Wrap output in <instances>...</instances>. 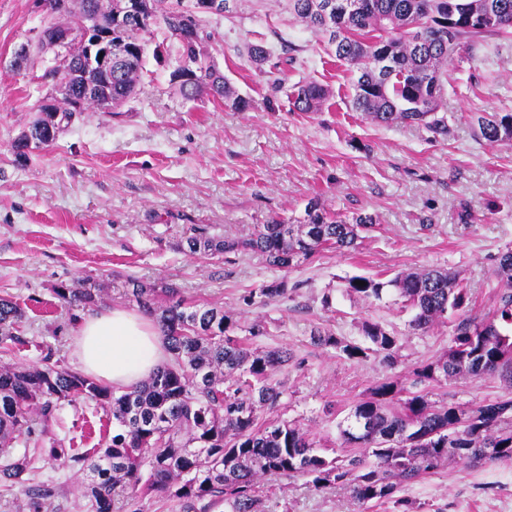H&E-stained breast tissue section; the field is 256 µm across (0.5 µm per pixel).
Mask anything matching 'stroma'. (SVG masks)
Listing matches in <instances>:
<instances>
[{
    "mask_svg": "<svg viewBox=\"0 0 512 512\" xmlns=\"http://www.w3.org/2000/svg\"><path fill=\"white\" fill-rule=\"evenodd\" d=\"M36 0H0V295L25 312L26 345L8 362H39L40 347L72 370L81 308L63 303L59 284L105 291L103 307L129 306L128 278L178 288L187 304L224 308L240 327L264 324L262 349L286 348L288 367L274 376L283 394L262 421L297 424L317 444H341L338 422L379 382H411L414 368L448 350L452 324L423 332L389 281L422 267L443 268L470 290L472 317L491 316L502 278L498 261L512 249V142L485 143L477 118L512 112V33H487L448 64L443 112L448 132L421 125L381 127L348 105L349 71L322 37L296 23L286 0H240L235 13L210 16L206 49L247 111L209 97L184 99L169 64L148 60L136 95L111 112L75 117L48 147L17 161L12 141L38 116L49 86L45 62L15 68V51L33 36ZM273 54L255 68L247 47ZM318 81L330 91L321 111L297 112L293 85ZM350 216L372 215L376 230L356 249H322L291 268L249 249L219 256L185 251L201 233L243 240L254 225L303 219L309 201ZM472 218L462 222V207ZM383 282L380 298L346 295V281ZM286 280L288 294L260 290ZM396 334L398 362L346 359L314 345L320 329L346 341L364 322ZM431 400L471 406L512 390L499 377L427 383ZM50 430L89 454L112 437L102 408L60 409ZM35 482L58 485L41 512H87L77 469L36 460ZM256 494L264 512H395L359 504L339 487L314 490L304 480L266 478ZM399 495L419 512H512V463H451L404 485Z\"/></svg>",
    "mask_w": 512,
    "mask_h": 512,
    "instance_id": "obj_1",
    "label": "stroma"
}]
</instances>
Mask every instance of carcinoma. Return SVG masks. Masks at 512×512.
<instances>
[{
	"label": "carcinoma",
	"instance_id": "cac0c4a2",
	"mask_svg": "<svg viewBox=\"0 0 512 512\" xmlns=\"http://www.w3.org/2000/svg\"><path fill=\"white\" fill-rule=\"evenodd\" d=\"M165 0H141L142 20H129L128 0H76L78 12L67 29L83 35L91 22L112 23V41L123 46L112 76L88 73L85 47L77 42L64 51L68 60L66 91L57 100L59 121L94 107L109 112L130 99L146 72L153 28L162 27L176 42L175 71L195 65L194 79L178 82L188 100L210 96L245 111L249 103L235 95L224 75L207 62L204 19L194 22ZM291 13L307 28L328 38L337 61L354 74L351 107L373 124L423 125L448 133L442 107L447 65L455 52L485 33L512 29V0H288ZM247 54L258 67L271 51L251 44ZM93 81L99 94L83 96ZM329 97L327 87L305 82L294 87L290 104L297 112H317ZM480 136L489 145L512 142V113L487 112L478 117ZM62 127L38 120L12 144L18 160L56 140ZM369 214L351 219L311 201L298 224L274 219L257 225L246 241L204 235L187 239L192 253L216 256L248 248L277 268H289L318 249L350 250L373 231ZM504 278L492 317L476 320L468 313L470 289L456 274L434 268L409 271L388 281L414 312L412 328L427 331L454 320L448 351L437 361L413 370L406 386L388 378L351 407L352 423L341 430L354 447L330 456L298 427L259 421L258 409L273 407L283 390L273 382L292 355L273 348L251 350L246 341L266 334L253 324L248 335L216 306H189L177 289L128 282L126 295L156 318L170 362L148 380L126 390L103 385L80 372L51 362L0 366V486L27 497L33 512L54 488L31 478L35 459L46 456L79 467L82 495L91 512H112L114 497L160 496L178 503L179 512H261L255 484L266 476L301 477L317 490L336 485L354 500L393 503L399 512H416L400 487L451 462H512V396L467 408L432 403L418 389L440 378L500 376L512 383V250L499 258ZM383 284L369 277L347 281L346 292L361 300L380 298ZM56 295L71 306L94 307L102 298L86 288L60 284ZM24 318L8 296H0V349L24 343L16 335ZM363 341H344L330 332L311 335L316 345L334 347L350 360L370 356L389 366L396 362L398 338L373 323L362 326ZM406 394L400 409L386 405ZM93 403L112 417V438L89 454L72 452L49 436V421L64 405ZM24 452L13 453L17 444Z\"/></svg>",
	"mask_w": 512,
	"mask_h": 512
}]
</instances>
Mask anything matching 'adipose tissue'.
Segmentation results:
<instances>
[{
    "instance_id": "1",
    "label": "adipose tissue",
    "mask_w": 512,
    "mask_h": 512,
    "mask_svg": "<svg viewBox=\"0 0 512 512\" xmlns=\"http://www.w3.org/2000/svg\"><path fill=\"white\" fill-rule=\"evenodd\" d=\"M75 340L84 372L118 390L135 386L168 357L154 322L125 307L83 317Z\"/></svg>"
}]
</instances>
